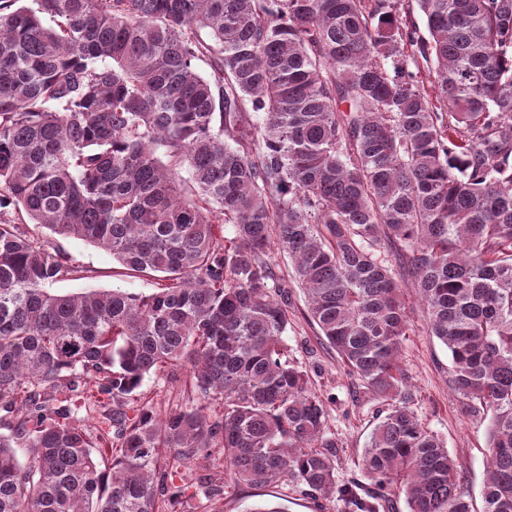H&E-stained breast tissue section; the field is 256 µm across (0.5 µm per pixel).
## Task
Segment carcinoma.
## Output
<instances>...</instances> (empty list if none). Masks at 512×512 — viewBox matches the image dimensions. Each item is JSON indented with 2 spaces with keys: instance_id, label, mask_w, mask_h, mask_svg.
<instances>
[{
  "instance_id": "cac0c4a2",
  "label": "carcinoma",
  "mask_w": 512,
  "mask_h": 512,
  "mask_svg": "<svg viewBox=\"0 0 512 512\" xmlns=\"http://www.w3.org/2000/svg\"><path fill=\"white\" fill-rule=\"evenodd\" d=\"M10 206L158 287L53 294L82 267L0 212V512H214L224 472L476 512L410 407L398 268L493 413L481 512H512V0H0ZM274 247L349 371L400 396L364 485L288 354ZM165 367L195 408L141 401Z\"/></svg>"
}]
</instances>
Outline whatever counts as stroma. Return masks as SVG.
<instances>
[{
    "mask_svg": "<svg viewBox=\"0 0 512 512\" xmlns=\"http://www.w3.org/2000/svg\"><path fill=\"white\" fill-rule=\"evenodd\" d=\"M28 230L36 241L68 253L85 269L83 278L55 283L54 293L120 288L148 294L156 286L155 279L124 274L109 252L51 234L33 224ZM271 257L278 274L289 281L288 326L283 339L290 356L308 371L315 392L326 400L327 430L339 445L336 472L344 483L360 477L369 434L392 401L368 392L349 372L309 319L304 293L291 279L287 255L275 250ZM400 288L409 320L402 344V365L410 381V406L425 427L445 441L462 473L460 492L474 503H481L490 416L470 413L465 400L454 394L447 347L432 335L413 281L401 278ZM186 385L185 370L168 369L146 376L140 392L162 414L178 406L189 407ZM253 505L278 506L284 512H344L342 501L314 500L282 481L254 485L225 479L224 493L217 503L219 512H245Z\"/></svg>",
    "mask_w": 512,
    "mask_h": 512,
    "instance_id": "35a3bbf8",
    "label": "stroma"
}]
</instances>
